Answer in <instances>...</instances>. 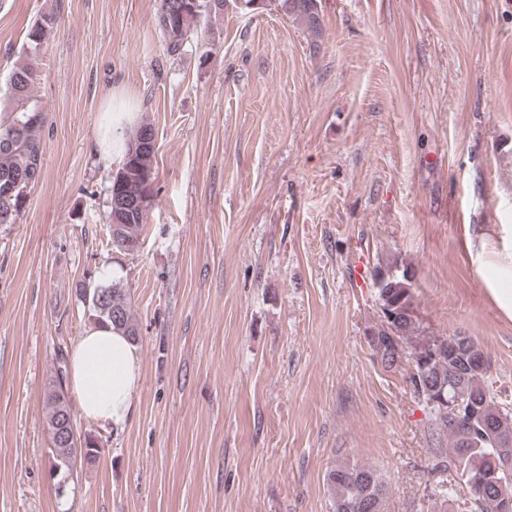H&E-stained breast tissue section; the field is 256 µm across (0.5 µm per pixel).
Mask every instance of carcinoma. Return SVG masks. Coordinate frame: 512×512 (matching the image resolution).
I'll use <instances>...</instances> for the list:
<instances>
[{
    "instance_id": "1",
    "label": "carcinoma",
    "mask_w": 512,
    "mask_h": 512,
    "mask_svg": "<svg viewBox=\"0 0 512 512\" xmlns=\"http://www.w3.org/2000/svg\"><path fill=\"white\" fill-rule=\"evenodd\" d=\"M268 5L289 18L300 22L309 33L313 48L320 47L323 26L318 0H270ZM224 11V0H160L156 15L157 27L174 56L184 50L194 24L202 17ZM53 20L46 17L35 22L27 33L26 52L33 55L41 47L52 28ZM33 67L19 63L9 75L6 94L16 103L15 118L0 124V180L15 185L10 199H0V224H15L27 200V190L40 177L42 151L37 136L46 120V113L39 101L32 96ZM154 136V128L141 123L130 131L126 142L122 167L132 170L131 180L120 183L111 178L108 223L112 224V244L130 251L147 221V210L153 196L156 179L154 167L155 148L143 144ZM131 195L139 206L129 208L115 204V194ZM416 271L398 260L376 265L371 273L379 314L393 309L400 319L394 322L380 318L369 328L382 339L370 346L381 366L397 370L415 360L420 349L429 346L440 352L426 370L415 366L411 377L414 390L419 383H452L448 392L453 399H460L475 407V414L457 416L442 412L428 394L422 395L426 406L433 413L438 429L450 440L444 467L460 477L457 487L450 492L469 504L470 512H499L506 497L512 498V447L500 448L501 440L512 438V408H506L489 393L487 380L490 373L488 361L483 365L471 364V357L484 355L481 346L469 336L439 337L427 332L412 292ZM112 293V312L97 310L89 301V317L94 321L109 322L138 339V328L131 312L125 289L113 284L107 287ZM66 357H57V368L45 395L46 422L49 430L66 425L76 426V414L66 389ZM56 464L59 466V483L65 485L73 474L77 460L91 462L98 454V444L90 437L78 439L66 447L51 443ZM327 486L331 495L332 512H385V489L376 470L367 465L340 462L327 473Z\"/></svg>"
}]
</instances>
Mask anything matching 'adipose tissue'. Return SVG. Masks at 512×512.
<instances>
[{"label":"adipose tissue","mask_w":512,"mask_h":512,"mask_svg":"<svg viewBox=\"0 0 512 512\" xmlns=\"http://www.w3.org/2000/svg\"><path fill=\"white\" fill-rule=\"evenodd\" d=\"M140 378L137 342L109 325L90 323L71 348L68 387L85 419L123 428Z\"/></svg>","instance_id":"obj_1"}]
</instances>
